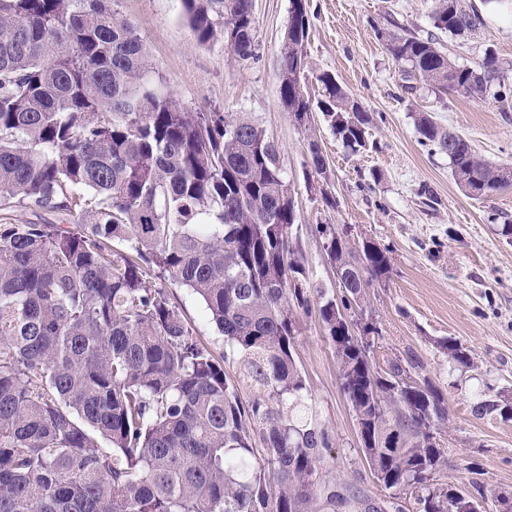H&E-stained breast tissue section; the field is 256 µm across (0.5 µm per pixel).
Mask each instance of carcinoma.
<instances>
[{
    "label": "carcinoma",
    "instance_id": "carcinoma-1",
    "mask_svg": "<svg viewBox=\"0 0 512 512\" xmlns=\"http://www.w3.org/2000/svg\"><path fill=\"white\" fill-rule=\"evenodd\" d=\"M117 2L0 0V512H366L369 500L320 476L333 441L308 412L294 358L297 311H311V299L280 147L249 112H192L162 93ZM181 2L199 44L220 22L225 48L256 59L253 0ZM432 21L455 37L483 25L461 0H436ZM310 30L308 0H290L281 105L304 129L320 121L364 150L360 102L329 72L315 75L312 98L310 66L296 70ZM378 37L408 81L474 100L512 94L492 52L460 67L434 34ZM415 130L448 156L468 197L512 185L511 164L481 159L431 114L419 113ZM308 152L323 174L317 140ZM19 206L65 223L16 224ZM315 233L346 280L343 295L316 289V314L341 344L340 387L363 416L361 449L384 491L373 512H448L462 487L439 481L448 451L430 442L445 397L426 377L400 384L397 359L377 370L378 323L361 327L376 340L367 356L341 319L342 309H370L368 289L390 281V250L333 224ZM151 270L204 302L237 382L167 289L147 283ZM438 345L448 363L473 364L456 339ZM240 386L257 395L242 401ZM473 413L512 421L499 392Z\"/></svg>",
    "mask_w": 512,
    "mask_h": 512
}]
</instances>
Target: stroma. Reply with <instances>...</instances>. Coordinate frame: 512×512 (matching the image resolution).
Instances as JSON below:
<instances>
[{"label": "stroma", "instance_id": "stroma-1", "mask_svg": "<svg viewBox=\"0 0 512 512\" xmlns=\"http://www.w3.org/2000/svg\"><path fill=\"white\" fill-rule=\"evenodd\" d=\"M312 28L306 51L313 72L332 73L368 112L369 150L351 152L326 126L316 134L326 172L309 174L308 139L279 99L277 68L289 0H254L258 57L236 58L216 29L198 44L181 0H118L149 50L160 89L193 111L249 112L281 149L282 168L295 198L297 236L310 283L332 291L336 278L327 262L318 224L347 225L357 238L389 247L393 274L369 300L382 329L383 352L413 354L448 401L444 426L450 463L441 482L481 484L486 498L512 493V421L479 419L472 407L488 390L512 394V245L500 234L512 223V187L476 200L464 195L447 156L421 145L414 126L419 112L466 137L485 160L512 163V102L474 101L441 95L426 85L407 91L401 67L376 32L398 23L417 37L433 33L434 0H308ZM484 24L475 35L442 36L441 46L461 66L493 51L512 85V11L484 0H463ZM335 207H327L323 192ZM194 337L228 376L224 338L204 304L188 290H169ZM452 337L471 350L475 365L452 367L436 342ZM295 359L309 389L308 403L335 438L323 472L369 499L382 489L360 448L355 417L340 387L336 355L317 315H299Z\"/></svg>", "mask_w": 512, "mask_h": 512}]
</instances>
